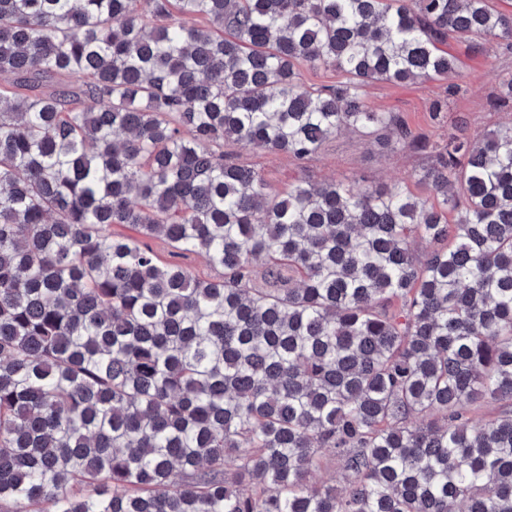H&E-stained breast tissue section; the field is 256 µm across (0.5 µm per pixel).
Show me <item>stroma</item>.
<instances>
[{
	"label": "stroma",
	"mask_w": 512,
	"mask_h": 512,
	"mask_svg": "<svg viewBox=\"0 0 512 512\" xmlns=\"http://www.w3.org/2000/svg\"><path fill=\"white\" fill-rule=\"evenodd\" d=\"M462 63L460 81L463 92L450 98L443 83L423 81L395 85L378 82L367 90L369 107L381 112H395L417 133L439 136L450 131L458 117L468 120V132L479 136L494 126L512 120V109L492 108L491 101L502 72L512 69V54L489 59H473L468 42L451 47ZM447 99L448 109L441 121H433L432 104ZM225 151L234 153L240 162L255 168L277 190H287L299 182L320 183L327 180L382 184L407 181L412 192L425 194L423 185L412 176L428 163L425 154L413 151L390 153L382 150L374 138L343 131L330 137L321 150L305 162H297L285 153H270L233 142Z\"/></svg>",
	"instance_id": "1"
}]
</instances>
